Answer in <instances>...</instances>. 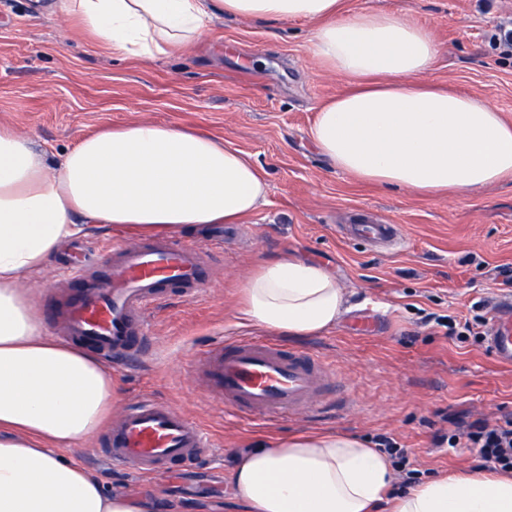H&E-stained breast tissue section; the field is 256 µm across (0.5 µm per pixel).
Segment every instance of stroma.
<instances>
[{"label":"stroma","instance_id":"1","mask_svg":"<svg viewBox=\"0 0 512 512\" xmlns=\"http://www.w3.org/2000/svg\"><path fill=\"white\" fill-rule=\"evenodd\" d=\"M345 16L395 14L427 28L439 54L427 79L483 97L512 120V52L499 44L512 29V0H344ZM306 21L220 17L192 46L154 59H126L76 23L32 0H0V125L29 137L58 160L81 138L109 126L148 120L222 137L250 155L270 185L267 204L239 236L214 248L208 231L185 232L207 253L209 280L196 299L163 298L148 314L144 352L113 364L119 410L142 397L196 417L210 437L200 462L134 474L113 468L97 441L69 449L107 491L140 494L154 512H238L231 479L236 455L256 440L333 430L371 441L379 434L407 448L412 468L441 476L473 468L464 447L437 445L441 416L496 419L512 409V366L487 345L461 343L427 325L424 314L497 317L512 300V180L469 196L428 198L356 180L312 145L316 109L344 91L346 78L312 56ZM394 224L400 247L379 252L350 238L352 224ZM110 227L75 238L103 263V244H133ZM291 255L325 267L343 289L335 327L286 348L321 356L333 381L313 413L254 422L210 399L194 371L197 354L238 336H267L239 316L245 279L269 259ZM34 302L64 300L78 284L61 256L29 282ZM370 332H359L360 322Z\"/></svg>","mask_w":512,"mask_h":512}]
</instances>
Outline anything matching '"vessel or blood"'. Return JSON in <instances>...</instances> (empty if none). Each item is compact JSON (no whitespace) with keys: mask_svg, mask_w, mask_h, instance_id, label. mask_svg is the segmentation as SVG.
I'll return each instance as SVG.
<instances>
[{"mask_svg":"<svg viewBox=\"0 0 512 512\" xmlns=\"http://www.w3.org/2000/svg\"><path fill=\"white\" fill-rule=\"evenodd\" d=\"M352 232L377 243L398 236L393 224H357ZM109 260L110 276L70 296L64 334L103 356L124 358L143 349L149 304L174 289L189 300L197 295L205 258L195 244H175L161 236L113 248ZM488 342L497 362L511 366L512 314L496 319ZM196 369L212 399L251 418L309 410L332 375L316 354L252 337L211 345L199 354ZM205 446V433L192 416L165 403L143 401L105 430L100 452L114 465L148 473L189 466Z\"/></svg>","mask_w":512,"mask_h":512,"instance_id":"obj_1","label":"vessel or blood"}]
</instances>
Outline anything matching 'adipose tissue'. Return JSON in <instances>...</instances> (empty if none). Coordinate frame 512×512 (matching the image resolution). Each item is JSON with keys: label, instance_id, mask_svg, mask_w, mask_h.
<instances>
[{"label": "adipose tissue", "instance_id": "adipose-tissue-1", "mask_svg": "<svg viewBox=\"0 0 512 512\" xmlns=\"http://www.w3.org/2000/svg\"><path fill=\"white\" fill-rule=\"evenodd\" d=\"M113 52L154 58L198 41L214 15L305 20L310 49L348 90L309 129L317 151L356 179L436 197L512 179V121L484 98L427 81L431 33L386 12L340 19L342 0H55ZM270 191L263 171L213 135L140 121L82 138L57 163L0 126V512H150L107 492L63 449L89 442L119 397L112 370L46 335L26 277L88 225L140 237L237 224ZM244 321L291 337L335 326L345 302L323 267L270 260L244 283ZM243 512H373L394 480L387 454L316 431L240 452ZM390 512H512V473H451L396 496Z\"/></svg>", "mask_w": 512, "mask_h": 512}]
</instances>
